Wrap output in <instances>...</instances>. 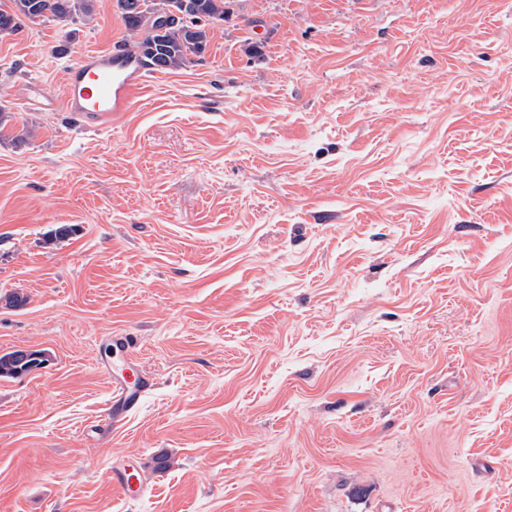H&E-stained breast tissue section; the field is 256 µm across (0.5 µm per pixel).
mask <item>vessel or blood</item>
Here are the masks:
<instances>
[{
	"label": "vessel or blood",
	"mask_w": 512,
	"mask_h": 512,
	"mask_svg": "<svg viewBox=\"0 0 512 512\" xmlns=\"http://www.w3.org/2000/svg\"><path fill=\"white\" fill-rule=\"evenodd\" d=\"M144 85V68L137 56L124 48L93 51L71 65L67 71L60 108L82 114L95 122L115 112L130 111ZM154 381L138 361L128 360L119 378H113L111 404L105 416L107 431L120 429L137 409ZM112 487L123 497L137 498L147 484L138 467L109 470Z\"/></svg>",
	"instance_id": "b4317fda"
}]
</instances>
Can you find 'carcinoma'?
Here are the masks:
<instances>
[{
	"mask_svg": "<svg viewBox=\"0 0 512 512\" xmlns=\"http://www.w3.org/2000/svg\"><path fill=\"white\" fill-rule=\"evenodd\" d=\"M90 0H10L0 8V37L18 32L27 22H67L89 14ZM134 37L130 48L153 71L172 72L200 58L208 44V25L224 20V0H116ZM42 362L39 351L0 355V376L26 372Z\"/></svg>",
	"mask_w": 512,
	"mask_h": 512,
	"instance_id": "obj_1",
	"label": "carcinoma"
}]
</instances>
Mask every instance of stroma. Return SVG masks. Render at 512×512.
Wrapping results in <instances>:
<instances>
[{
  "label": "stroma",
  "mask_w": 512,
  "mask_h": 512,
  "mask_svg": "<svg viewBox=\"0 0 512 512\" xmlns=\"http://www.w3.org/2000/svg\"><path fill=\"white\" fill-rule=\"evenodd\" d=\"M131 111H20L127 42L0 39V512H512V0H226ZM155 382L102 428L100 337ZM140 462L122 500L109 465ZM42 362L39 351H13L0 355V376L26 372Z\"/></svg>",
  "instance_id": "stroma-1"
}]
</instances>
